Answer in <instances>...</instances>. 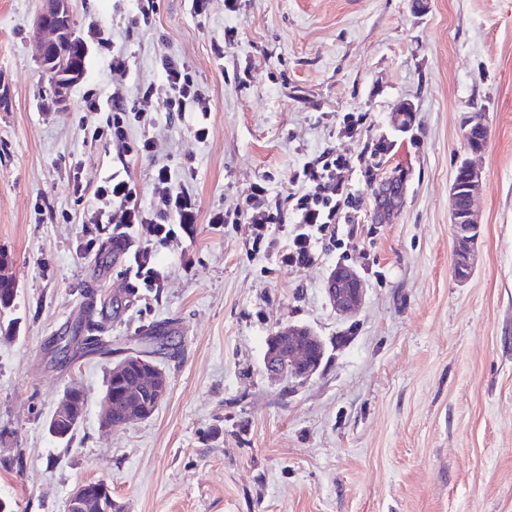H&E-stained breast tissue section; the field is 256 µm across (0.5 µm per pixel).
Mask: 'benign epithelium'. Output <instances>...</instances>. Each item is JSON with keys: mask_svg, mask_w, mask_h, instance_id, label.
<instances>
[{"mask_svg": "<svg viewBox=\"0 0 512 512\" xmlns=\"http://www.w3.org/2000/svg\"><path fill=\"white\" fill-rule=\"evenodd\" d=\"M70 15V0H47V7L41 13L37 24V35L42 39L41 66L44 73L52 78L54 85L65 89L76 82V73L67 68L64 57L46 53L50 44L58 41L62 31L49 26L46 19L51 16L64 18ZM480 187L478 172L468 162L461 166L460 178L453 182L451 187L452 199V224L455 237L459 242V249L454 255V272L458 279L469 278L474 270L469 245L474 243L478 235V224L473 217L472 202ZM366 286L364 281L351 269L338 268L328 281L326 296L336 314L350 317L356 313L359 305L365 297ZM307 333L311 343L297 345L289 356H280L276 353L279 337L285 333L297 331ZM271 354L265 356L264 366L266 371L274 377H294L301 380L311 378L320 368L324 358V344L321 339L305 327L288 326L273 334L269 341ZM79 390L68 388L64 397L55 408L53 419V431L61 436L74 423L80 420L71 400ZM107 487L104 481H84L78 483L70 493L68 505L69 512H85L93 503L94 498Z\"/></svg>", "mask_w": 512, "mask_h": 512, "instance_id": "1", "label": "benign epithelium"}]
</instances>
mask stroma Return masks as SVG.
<instances>
[{"label": "stroma", "instance_id": "obj_1", "mask_svg": "<svg viewBox=\"0 0 512 512\" xmlns=\"http://www.w3.org/2000/svg\"><path fill=\"white\" fill-rule=\"evenodd\" d=\"M44 6L0 0V270L18 285L0 314L17 321L0 337V498L16 512H67L76 484L103 480L121 512H512V0H237L232 12L211 0L200 16L188 0H72L77 36L100 23L126 50L128 85L162 84L172 56L209 101L180 120L157 96L156 153L138 161L83 131L106 118L86 113L84 92L112 86L96 46L66 90L43 73ZM145 11L153 27L137 25ZM347 112L369 113L363 137L339 135ZM478 113L488 140L474 155L465 130ZM366 137L395 145L375 186L353 179L367 250L268 269L248 252L251 225L209 223L263 177L287 198L294 169ZM467 159L482 190L462 281L451 186ZM157 165L195 195L198 222L156 255L161 289L132 298L124 260L81 250L88 227L69 178L93 188L128 170L146 207ZM396 178L401 200L382 211L380 187ZM339 265L367 287L349 318L325 294ZM89 294L122 303L100 321L113 347L164 330L166 395L150 418L110 431L109 361L54 363L56 336ZM285 325L325 345L308 380L264 368L266 339ZM72 384L87 406L67 443L47 423Z\"/></svg>", "mask_w": 512, "mask_h": 512}]
</instances>
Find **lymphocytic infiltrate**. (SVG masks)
I'll list each match as a JSON object with an SVG mask.
<instances>
[{"label": "lymphocytic infiltrate", "instance_id": "f902f5d3", "mask_svg": "<svg viewBox=\"0 0 512 512\" xmlns=\"http://www.w3.org/2000/svg\"><path fill=\"white\" fill-rule=\"evenodd\" d=\"M87 37L108 54L107 66L114 76L109 95L95 88L83 94L87 111L108 113L104 125L91 129L92 140L115 145L133 159H150L155 154L153 100L158 93H165L168 111L206 110L208 100L186 63L173 58L163 61L164 88L151 83L130 88L122 82L129 70L128 55L117 47L111 32L94 24L88 27ZM391 150V143L381 138L364 140L361 149L350 154L323 151L293 171L290 179L299 189L288 199L272 195L266 181L259 180L249 184L240 207L213 211L209 221L251 224L253 255L285 268L314 265L332 247L363 248L372 230L361 222L352 177L357 174L364 183H372ZM173 180L170 168L155 166L153 202L145 208L137 201L139 187L132 176L112 173L96 188V205L81 215L82 223L112 225L130 234L149 225V244L133 250L128 259L134 282L148 288L160 284L154 267L156 252L171 246L178 232H191L197 222L195 197L188 190L175 189Z\"/></svg>", "mask_w": 512, "mask_h": 512}]
</instances>
